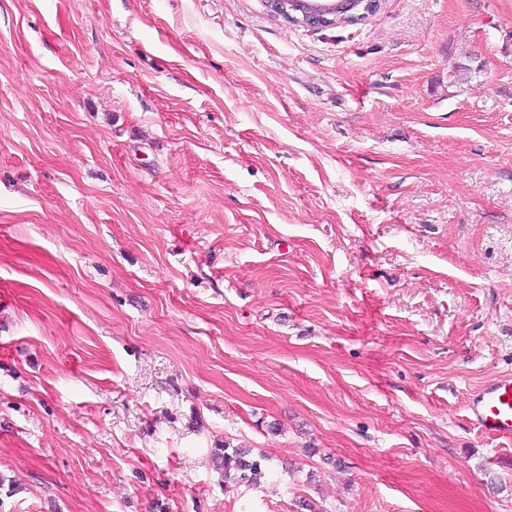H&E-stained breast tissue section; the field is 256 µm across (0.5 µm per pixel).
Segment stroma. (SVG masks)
<instances>
[{
  "label": "stroma",
  "instance_id": "obj_1",
  "mask_svg": "<svg viewBox=\"0 0 512 512\" xmlns=\"http://www.w3.org/2000/svg\"><path fill=\"white\" fill-rule=\"evenodd\" d=\"M509 372L512 0H0V512H512ZM302 0H268L266 1V5L275 13L282 14L288 16L291 20L295 22H301L303 25L308 26L307 23L313 22L314 20H320L321 18L330 19L329 16H332V19L336 17V14L346 16L348 18H354V16H362L365 15V12L360 13L361 10H365L366 5L363 0H322L317 1L319 3L315 5H305L302 3ZM334 2V3H332ZM381 8V4H376L372 6L370 11H366L367 15L362 18L356 19H336V27L337 26H352L360 23L362 20L367 18L368 16L376 13ZM469 420L491 436L512 437V375L478 388L468 405ZM267 456L253 452L250 448H214L212 462L216 470L223 473L224 479H234L248 484H257L265 475Z\"/></svg>",
  "mask_w": 512,
  "mask_h": 512
}]
</instances>
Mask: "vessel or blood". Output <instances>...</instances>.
<instances>
[{
  "label": "vessel or blood",
  "mask_w": 512,
  "mask_h": 512,
  "mask_svg": "<svg viewBox=\"0 0 512 512\" xmlns=\"http://www.w3.org/2000/svg\"><path fill=\"white\" fill-rule=\"evenodd\" d=\"M471 423L491 436L512 437V375L474 391L468 405Z\"/></svg>",
  "instance_id": "b4317fda"
}]
</instances>
